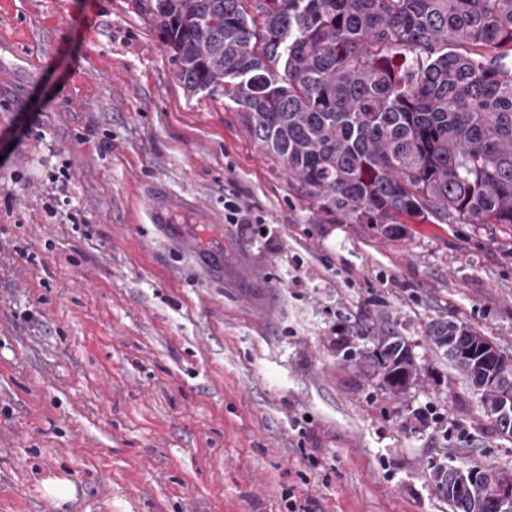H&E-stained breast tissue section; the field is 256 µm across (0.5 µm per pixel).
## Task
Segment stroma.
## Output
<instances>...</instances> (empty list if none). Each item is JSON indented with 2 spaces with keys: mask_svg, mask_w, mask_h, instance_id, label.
<instances>
[{
  "mask_svg": "<svg viewBox=\"0 0 512 512\" xmlns=\"http://www.w3.org/2000/svg\"><path fill=\"white\" fill-rule=\"evenodd\" d=\"M176 70L134 0H0V512H450L437 468L512 473L428 338L461 321L512 357V237L326 223ZM389 331L421 367L399 395L336 345ZM172 207L167 195L155 192L147 200L148 216L152 224H167ZM43 493L58 502L59 505H66L76 499V484L64 476H50L42 481Z\"/></svg>",
  "mask_w": 512,
  "mask_h": 512,
  "instance_id": "35a3bbf8",
  "label": "stroma"
}]
</instances>
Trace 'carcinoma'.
Listing matches in <instances>:
<instances>
[{
  "mask_svg": "<svg viewBox=\"0 0 512 512\" xmlns=\"http://www.w3.org/2000/svg\"><path fill=\"white\" fill-rule=\"evenodd\" d=\"M189 94L245 109L252 137L332 223L389 238L403 216L512 229V0H136ZM481 336L436 321L430 341L491 414L488 368L464 354ZM404 392L420 375L395 334L342 348ZM452 512H495L455 490Z\"/></svg>",
  "mask_w": 512,
  "mask_h": 512,
  "instance_id": "obj_1",
  "label": "carcinoma"
}]
</instances>
